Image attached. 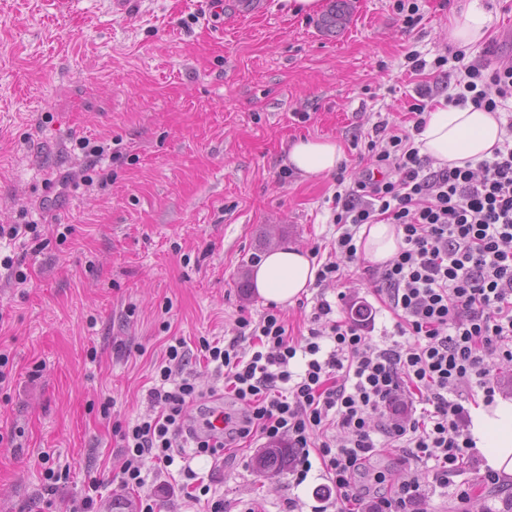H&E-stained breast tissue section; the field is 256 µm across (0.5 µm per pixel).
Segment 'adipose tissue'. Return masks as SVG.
Here are the masks:
<instances>
[{
	"instance_id": "ef3b65f1",
	"label": "adipose tissue",
	"mask_w": 512,
	"mask_h": 512,
	"mask_svg": "<svg viewBox=\"0 0 512 512\" xmlns=\"http://www.w3.org/2000/svg\"><path fill=\"white\" fill-rule=\"evenodd\" d=\"M490 17L479 0L453 10L448 22V40L465 48L485 40ZM505 130L495 113L441 104L430 113L427 125L416 141L420 152L438 166L462 167L492 157L503 140ZM345 157L336 140L301 138L291 143L287 163L306 179L329 174ZM402 235L387 222L366 224L360 229L356 245L374 263L391 259L402 245ZM316 267L307 252L297 247H278L267 252L254 266L252 279L256 294L268 303L288 305L316 279ZM472 433L484 465L501 480L512 481V398L496 396L489 407L471 412Z\"/></svg>"
}]
</instances>
